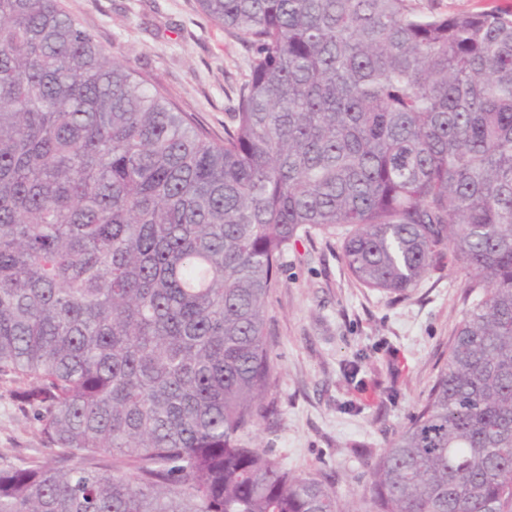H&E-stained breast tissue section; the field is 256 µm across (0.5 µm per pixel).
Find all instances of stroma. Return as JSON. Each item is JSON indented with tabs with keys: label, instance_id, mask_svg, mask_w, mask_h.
<instances>
[{
	"label": "stroma",
	"instance_id": "35a3bbf8",
	"mask_svg": "<svg viewBox=\"0 0 512 512\" xmlns=\"http://www.w3.org/2000/svg\"><path fill=\"white\" fill-rule=\"evenodd\" d=\"M104 48L129 62L211 135L223 137L249 75L245 45L195 0H62ZM341 237L304 239L282 259L269 296L268 399L276 414L256 442L301 475L335 471L356 502L369 464L408 424L448 356L468 305L451 257L409 296L357 282L341 261ZM358 364L356 380L347 370ZM20 380L0 376V458L21 465L56 458L24 414Z\"/></svg>",
	"mask_w": 512,
	"mask_h": 512
}]
</instances>
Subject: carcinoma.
<instances>
[{"label":"carcinoma","mask_w":512,"mask_h":512,"mask_svg":"<svg viewBox=\"0 0 512 512\" xmlns=\"http://www.w3.org/2000/svg\"><path fill=\"white\" fill-rule=\"evenodd\" d=\"M196 2L252 52L222 139L61 0H0V376L83 459L0 465V512H512V10ZM312 229L399 296L449 247L471 299L358 507L246 440Z\"/></svg>","instance_id":"cac0c4a2"}]
</instances>
